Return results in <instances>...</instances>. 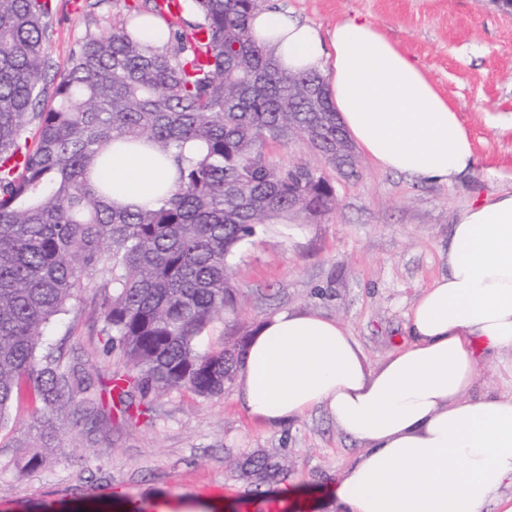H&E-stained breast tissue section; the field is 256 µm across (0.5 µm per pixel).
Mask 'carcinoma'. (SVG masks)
I'll list each match as a JSON object with an SVG mask.
<instances>
[{
    "mask_svg": "<svg viewBox=\"0 0 512 512\" xmlns=\"http://www.w3.org/2000/svg\"><path fill=\"white\" fill-rule=\"evenodd\" d=\"M259 0H140L112 29L86 28L61 62L44 43L49 0H0V426L14 402L41 403L40 435L59 429L86 381L45 339L53 320L81 307L87 288L109 291L99 307L113 407L133 393L224 392L246 338L201 351L213 319L234 310L229 259L257 229L311 219L333 187L305 165L274 164L270 142L298 137L336 166V110L310 112L292 91L318 73L287 74L258 45L250 18ZM167 29L171 51L140 38L139 17ZM114 143H143L174 159L178 178L150 207H116L91 172ZM260 451L240 464L259 487L284 474Z\"/></svg>",
    "mask_w": 512,
    "mask_h": 512,
    "instance_id": "obj_1",
    "label": "carcinoma"
}]
</instances>
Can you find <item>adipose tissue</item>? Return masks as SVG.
<instances>
[{"label":"adipose tissue","instance_id":"obj_1","mask_svg":"<svg viewBox=\"0 0 512 512\" xmlns=\"http://www.w3.org/2000/svg\"><path fill=\"white\" fill-rule=\"evenodd\" d=\"M251 35L289 74L317 71L359 148L381 171L425 184L474 173L473 144L423 71L367 21L324 30L288 9H257ZM112 201L151 204L176 176L172 159L114 146ZM405 346L371 365L349 330L288 309L248 338L236 373L247 414L285 425L327 410L359 452L339 475L337 512H484L512 489V191L468 205L448 240V272L405 319ZM495 362L501 389L477 393Z\"/></svg>","mask_w":512,"mask_h":512}]
</instances>
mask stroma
I'll return each instance as SVG.
<instances>
[{"instance_id":"obj_1","label":"stroma","mask_w":512,"mask_h":512,"mask_svg":"<svg viewBox=\"0 0 512 512\" xmlns=\"http://www.w3.org/2000/svg\"><path fill=\"white\" fill-rule=\"evenodd\" d=\"M133 0H51L45 52L67 58L86 24L107 29L128 18ZM328 28L348 17L371 21L417 63L459 114L477 157L474 174L454 185H425L378 170L358 154V179L346 178L300 140L266 148L277 163H303L331 184L336 205L257 233L232 257L234 313L198 339L200 349L252 333L285 309L311 310L346 325L368 361L379 364L405 344V314L423 288L448 271V238L459 213L512 189V6L505 0H260ZM91 392L111 383L113 359L92 309L49 328ZM235 387L201 398L186 390L155 393L149 416L89 421L69 413L49 447L35 437L29 402L14 404L0 427V512H157L156 497L208 498L223 488L219 512H280V500L252 501L236 465L264 450L288 467L299 490L292 512H336L329 487L359 452L323 409L285 426L253 421ZM37 466H28L31 456Z\"/></svg>"}]
</instances>
